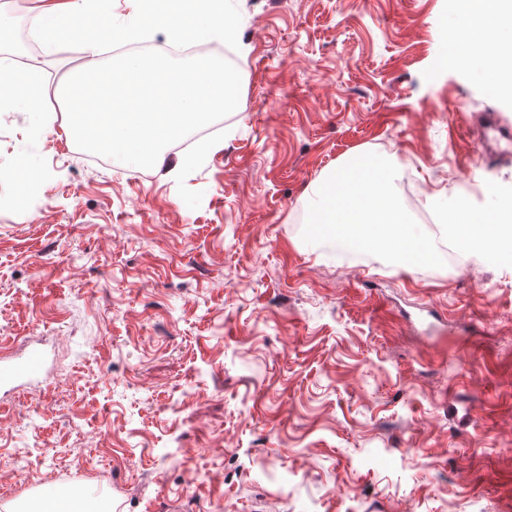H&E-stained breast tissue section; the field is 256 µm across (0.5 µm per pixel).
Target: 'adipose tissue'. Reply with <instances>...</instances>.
<instances>
[{"label": "adipose tissue", "instance_id": "ef3b65f1", "mask_svg": "<svg viewBox=\"0 0 512 512\" xmlns=\"http://www.w3.org/2000/svg\"><path fill=\"white\" fill-rule=\"evenodd\" d=\"M89 0H66L65 4L41 5L35 22L42 34L69 32L77 17L88 9ZM459 25L452 34V58L464 63L470 55L483 59L491 85L502 97L512 99V26L500 16L512 14V0H454ZM41 75L37 69L18 74L0 68V98L35 109L39 106ZM451 225L463 245L476 253L512 254V204L478 215L465 203L453 210Z\"/></svg>", "mask_w": 512, "mask_h": 512}]
</instances>
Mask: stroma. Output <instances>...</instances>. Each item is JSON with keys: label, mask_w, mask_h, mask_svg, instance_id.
I'll list each match as a JSON object with an SVG mask.
<instances>
[{"label": "stroma", "mask_w": 512, "mask_h": 512, "mask_svg": "<svg viewBox=\"0 0 512 512\" xmlns=\"http://www.w3.org/2000/svg\"><path fill=\"white\" fill-rule=\"evenodd\" d=\"M239 108L148 180L66 132L84 48H42L39 110L0 109V353L50 375L0 406V512L74 488L112 512H512V260L404 272L303 241L305 191L353 152L424 209L512 198L448 63L451 0H235ZM36 174L13 204L8 170Z\"/></svg>", "instance_id": "obj_1"}]
</instances>
